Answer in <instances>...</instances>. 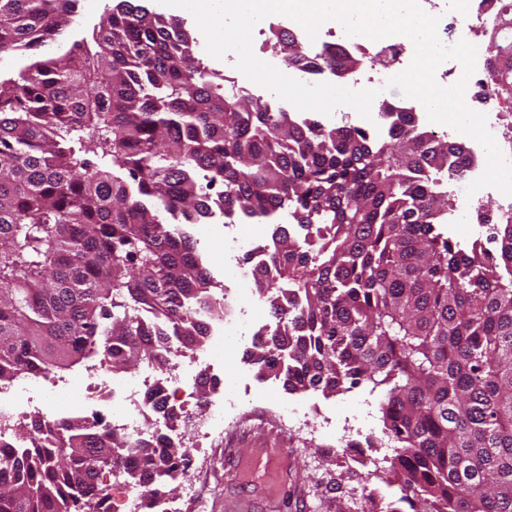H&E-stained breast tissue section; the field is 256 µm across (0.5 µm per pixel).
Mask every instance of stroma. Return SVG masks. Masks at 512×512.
I'll list each match as a JSON object with an SVG mask.
<instances>
[{"mask_svg":"<svg viewBox=\"0 0 512 512\" xmlns=\"http://www.w3.org/2000/svg\"><path fill=\"white\" fill-rule=\"evenodd\" d=\"M118 2L80 0L63 42L90 38ZM244 354L239 348L219 355L224 367L215 370V377H222L224 369H238L249 385L235 393L239 408L226 419L223 436L193 451L199 498L186 512H234L240 506L247 512H348L363 494L392 495V488L370 474L372 459L382 458V451L362 447L351 460L336 449V431L344 424L381 428L375 398L360 387L327 398L313 391L291 395L277 386L271 401L258 400L263 384ZM281 403H314L319 410L295 429L274 412Z\"/></svg>","mask_w":512,"mask_h":512,"instance_id":"35a3bbf8","label":"stroma"}]
</instances>
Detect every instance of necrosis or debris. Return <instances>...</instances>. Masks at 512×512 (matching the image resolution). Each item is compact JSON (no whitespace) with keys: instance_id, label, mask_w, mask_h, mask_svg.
<instances>
[{"instance_id":"necrosis-or-debris-1","label":"necrosis or debris","mask_w":512,"mask_h":512,"mask_svg":"<svg viewBox=\"0 0 512 512\" xmlns=\"http://www.w3.org/2000/svg\"><path fill=\"white\" fill-rule=\"evenodd\" d=\"M505 0H470L460 11L441 15L439 29L440 40L451 46L459 40H466L475 46H482L488 31L484 26L486 15L496 12ZM278 33L290 36L303 46L309 54L319 55L332 48L351 57L374 56L377 68L374 74L357 73L346 80L345 85L354 90L366 88H384L389 78L401 73L408 66L410 41L403 36L389 37L388 43L379 51H371L364 37H350L336 34L335 38L315 43L310 41L300 24L285 26L282 16H275ZM467 97L469 101L485 98L487 106L484 113L487 126L504 158L512 162V92L500 90L495 85L485 54H477L475 71L468 81ZM458 174H437L440 189L455 200V206L448 215L452 224L467 223L473 212L481 210L483 200L495 198L497 202V221L501 224L512 223V196L505 195L493 187H485L474 195H467V186L481 175L480 169L464 166L462 159H455ZM240 239L234 225L224 227V276L217 289V295L224 304V318L211 335V348L203 353H174L168 361V382L179 384L182 377L191 373H206L213 370L216 360L214 348L223 346L228 337L245 340L248 331L246 323L249 302L241 290V285L258 266L266 264L267 251L262 245H255L250 251L249 262L239 257ZM142 380L133 379L114 388L110 375H102L100 382L84 383L80 393L78 412H70L59 403L62 394L72 388L70 382L57 381L42 377L23 378L10 385H0V447L17 446L16 423L24 417L33 402H40L44 414L55 420L70 415L95 423L102 422L120 428L130 437L141 436L143 422L152 420L155 415L150 403L141 396ZM224 410L214 407L212 402L199 403L197 412L187 413L182 426L183 434L192 442H200L223 434Z\"/></svg>"}]
</instances>
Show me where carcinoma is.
<instances>
[{"label":"carcinoma","mask_w":512,"mask_h":512,"mask_svg":"<svg viewBox=\"0 0 512 512\" xmlns=\"http://www.w3.org/2000/svg\"><path fill=\"white\" fill-rule=\"evenodd\" d=\"M77 4L0 0V54L57 41ZM93 41L0 78V384L147 367L163 425L132 441L35 412L25 447L0 456V512H108L98 481L116 467L152 504L185 475L165 370L224 305L181 221L217 203L229 220H293L266 243L274 273L254 270L273 327L245 360L289 394L379 399L382 437L366 442L395 443L382 478L395 495L377 512H512V224L494 228L493 261L443 231L454 200L432 175L462 151L386 103L377 140L220 94L182 22L129 0ZM276 44L289 66L357 64ZM494 45L492 78L512 86V41Z\"/></svg>","instance_id":"1"}]
</instances>
